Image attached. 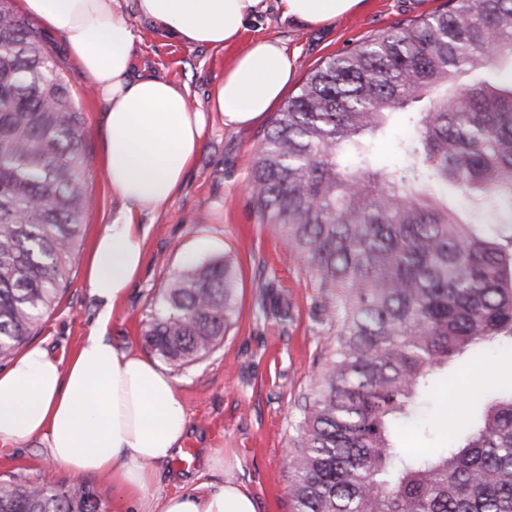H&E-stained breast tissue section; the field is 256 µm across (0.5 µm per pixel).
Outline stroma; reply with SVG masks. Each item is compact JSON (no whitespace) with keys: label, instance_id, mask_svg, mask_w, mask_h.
<instances>
[{"label":"stroma","instance_id":"stroma-1","mask_svg":"<svg viewBox=\"0 0 512 512\" xmlns=\"http://www.w3.org/2000/svg\"><path fill=\"white\" fill-rule=\"evenodd\" d=\"M365 7L329 24L309 28L285 18L276 6L249 22L240 38L216 51L188 47L141 18L134 0H118L131 25L132 71L171 81L186 90L191 107L203 110L205 126L198 155L185 184L167 209L140 218L145 249L141 272L127 298L112 313L109 336L119 349L145 352L142 331L151 302L167 280L187 261L228 258L238 272L239 315L223 343L204 359L170 367L189 419L186 447L195 451L189 463L174 459L159 473L154 490L165 495L182 483L203 477L216 486L231 480L244 486L258 512H291L285 452L297 435L301 406L312 397L324 370L326 332L318 323L316 279L288 245L263 224L247 191L255 151L272 119L243 128H228L210 111L215 82L235 57L255 39H280L288 47L293 75L288 96L299 92L308 75L328 57L360 47L368 37L387 32L414 17L443 9L446 0H365ZM58 55L78 103L87 116L85 146L93 208L67 289L55 310L38 328L34 340L58 358L69 359L93 326L100 305L87 283V263L97 238L122 208L105 176L101 155L105 107L90 78L68 50L65 37L44 29ZM414 132L408 111L394 114L386 134L374 141L376 162L385 170L402 160L399 143ZM207 223H199V216ZM269 295L292 307L290 321L257 315L260 283ZM512 377V351L488 354L471 374L449 371L422 411L403 422L395 444L423 454L444 447L448 418L459 414L458 400L471 385L495 386ZM224 458L210 468L209 458ZM47 483L72 488L84 485L97 497L102 512H114L116 493L108 477L77 476L53 463L46 448L33 440L18 448L0 447V480Z\"/></svg>","mask_w":512,"mask_h":512}]
</instances>
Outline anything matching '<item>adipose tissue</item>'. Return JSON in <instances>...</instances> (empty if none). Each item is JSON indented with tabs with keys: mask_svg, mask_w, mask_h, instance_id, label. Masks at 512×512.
Returning a JSON list of instances; mask_svg holds the SVG:
<instances>
[{
	"mask_svg": "<svg viewBox=\"0 0 512 512\" xmlns=\"http://www.w3.org/2000/svg\"><path fill=\"white\" fill-rule=\"evenodd\" d=\"M363 0H277L281 14L310 27L358 10ZM24 11L65 36L105 106L102 163L123 209L99 236L88 285L103 306L68 361L26 347L0 371V446L31 440L75 475L107 474L119 504L139 512H257L232 481L193 482L176 494L153 491L160 468L182 451L188 416L177 380L132 350L113 347L112 313L139 275L144 237L137 224L182 189L201 145L204 114L186 91L157 77H132L135 39L117 0H22ZM267 0H137L145 19L190 47L233 43ZM292 64L278 39L251 42L211 91L209 107L229 128L261 120L288 89Z\"/></svg>",
	"mask_w": 512,
	"mask_h": 512,
	"instance_id": "1",
	"label": "adipose tissue"
}]
</instances>
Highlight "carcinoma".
<instances>
[{"mask_svg":"<svg viewBox=\"0 0 512 512\" xmlns=\"http://www.w3.org/2000/svg\"><path fill=\"white\" fill-rule=\"evenodd\" d=\"M14 2L0 0V363L59 304L91 202L85 115ZM414 104L404 164L372 169L370 137ZM248 189L313 270L327 327L289 452L293 512H512V381L465 392L468 418L448 419L436 456L390 435L436 371L512 347V0H448L323 61L264 133ZM257 306L292 318L266 290ZM237 315L233 265L190 261L153 299L144 341L191 365ZM99 510L85 489L0 480V512Z\"/></svg>","mask_w":512,"mask_h":512,"instance_id":"carcinoma-1","label":"carcinoma"}]
</instances>
